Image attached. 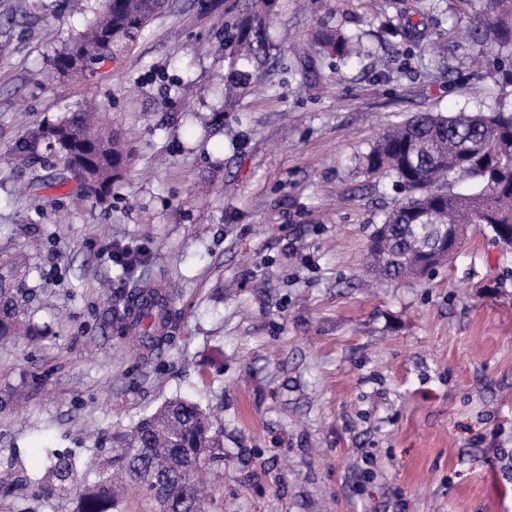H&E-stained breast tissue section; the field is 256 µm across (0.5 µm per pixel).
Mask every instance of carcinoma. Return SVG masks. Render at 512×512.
Listing matches in <instances>:
<instances>
[{
  "label": "carcinoma",
  "mask_w": 512,
  "mask_h": 512,
  "mask_svg": "<svg viewBox=\"0 0 512 512\" xmlns=\"http://www.w3.org/2000/svg\"><path fill=\"white\" fill-rule=\"evenodd\" d=\"M279 0H241L231 27L224 87L242 98L263 83L277 49L269 21ZM493 19L477 20L471 33L490 42H512V0H488ZM170 9V0H100L83 31L56 51L52 67L62 77L79 78L106 60L132 49L145 28ZM420 23L406 17L385 33L404 43L424 39ZM320 52L348 60L355 41L333 29L314 34ZM48 140L79 189L99 202L121 178L124 144L100 125L96 114L74 112L48 126L34 141ZM512 162V111L418 112L395 124L363 156L369 174L383 173L406 191L384 215L368 244L369 267L379 281L408 278L428 261L427 249L446 243L455 224H482L495 242L512 240V171L498 175L500 163ZM472 182L467 192L451 179ZM142 319L123 323L141 341L163 337L169 323V297L153 287L136 290ZM122 479L156 501L161 512H201L198 472L224 460L211 414L198 404L175 399L141 419L121 446ZM51 480L70 485L73 465L59 460L48 467ZM115 502L112 481L104 479L82 493L81 512H107Z\"/></svg>",
  "instance_id": "cac0c4a2"
}]
</instances>
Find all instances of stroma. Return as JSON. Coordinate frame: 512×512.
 Returning a JSON list of instances; mask_svg holds the SVG:
<instances>
[{"label":"stroma","instance_id":"obj_1","mask_svg":"<svg viewBox=\"0 0 512 512\" xmlns=\"http://www.w3.org/2000/svg\"><path fill=\"white\" fill-rule=\"evenodd\" d=\"M80 82L57 49L97 0H0V512H77L54 459L92 484L137 421L209 409L224 461L204 512H512V251L471 226L428 276L373 285L365 253L402 198L363 156L417 112L512 110V42L459 41L487 0H280L270 90L224 103L235 0H170ZM443 34L386 36L404 7ZM321 28L355 36L321 57ZM131 157L106 205L62 196L53 151L16 148L86 104ZM39 191L25 193L27 184ZM146 248L130 279L105 257ZM170 298L160 347L119 334L129 288Z\"/></svg>","mask_w":512,"mask_h":512}]
</instances>
